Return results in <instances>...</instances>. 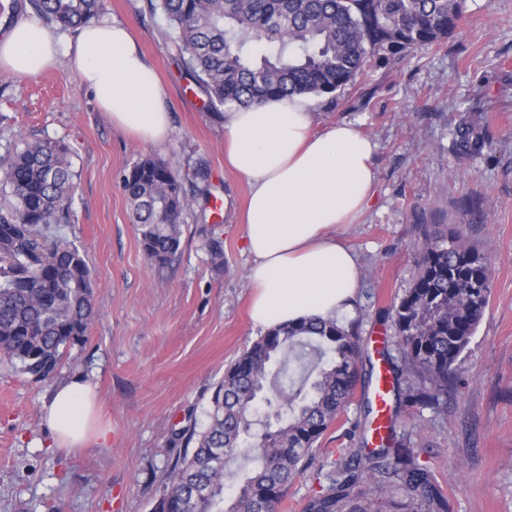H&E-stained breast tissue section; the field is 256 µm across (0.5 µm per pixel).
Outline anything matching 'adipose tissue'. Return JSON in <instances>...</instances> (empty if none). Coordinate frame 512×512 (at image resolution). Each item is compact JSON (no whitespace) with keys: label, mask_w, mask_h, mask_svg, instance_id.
<instances>
[{"label":"adipose tissue","mask_w":512,"mask_h":512,"mask_svg":"<svg viewBox=\"0 0 512 512\" xmlns=\"http://www.w3.org/2000/svg\"><path fill=\"white\" fill-rule=\"evenodd\" d=\"M62 54L114 126L141 142L165 143L166 94L125 24L101 17L64 40L22 17L0 37L1 71L35 75ZM224 147L249 186L253 325L350 316L361 288L357 255L337 233L357 223L375 197V143L352 121L316 128L311 99L293 95L225 112ZM102 414L79 376L56 387L42 406L55 447L69 451L109 443L112 430Z\"/></svg>","instance_id":"obj_1"}]
</instances>
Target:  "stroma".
Returning a JSON list of instances; mask_svg holds the SVG:
<instances>
[{
  "instance_id": "35a3bbf8",
  "label": "stroma",
  "mask_w": 512,
  "mask_h": 512,
  "mask_svg": "<svg viewBox=\"0 0 512 512\" xmlns=\"http://www.w3.org/2000/svg\"><path fill=\"white\" fill-rule=\"evenodd\" d=\"M99 13L127 24L155 68L171 134L157 146L113 126L66 59L34 77L0 72V155L36 139L72 150L77 188L61 231L84 249L97 309L86 343L71 349L54 380L32 383L0 364V512H150L160 475L179 452L175 431L205 422L227 365L264 334L248 314V184L224 162L223 117L191 91L146 0H100ZM313 110L316 126L355 120L378 145L376 198L341 235L359 257L354 311L364 317L365 350L385 336L384 309L417 273V225H469L491 258V297L459 394L444 407L407 409L396 433L411 438L451 512H512V0H467L460 30L444 43L371 69L333 102L315 98ZM469 112L483 115L491 148L460 160L452 132ZM146 155L164 160L188 188L194 169L207 168L210 192L223 202L220 215L205 216L197 198L184 215L179 254L163 267L146 260L121 187L123 173ZM216 237L224 242L220 265L209 249ZM76 375L108 413L109 447L52 446L42 403ZM362 418L358 396L289 485L283 512H305Z\"/></svg>"
}]
</instances>
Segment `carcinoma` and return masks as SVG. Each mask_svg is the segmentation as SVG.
<instances>
[{"label": "carcinoma", "mask_w": 512, "mask_h": 512, "mask_svg": "<svg viewBox=\"0 0 512 512\" xmlns=\"http://www.w3.org/2000/svg\"><path fill=\"white\" fill-rule=\"evenodd\" d=\"M467 0H147L153 18L214 111L269 97L334 98L373 67L441 43L458 31ZM44 21L76 29L99 0H29ZM491 142L470 112L454 131L456 157ZM76 172L71 149L37 140L0 156V361L34 383L54 377L86 340L95 311L83 249L60 231L69 221ZM129 218L145 257L169 264L182 215L193 205L164 162L136 161L123 176ZM421 258L410 288L385 310L396 353L388 366L393 408L376 448H341L306 512H449L434 473L395 422L407 407L446 405L458 392L463 355L489 304V255L462 224L419 227ZM359 324L334 318L271 329L224 370L207 422L175 434L183 454L166 469L152 512H278L324 432L372 383ZM239 476L224 496L228 477Z\"/></svg>", "instance_id": "carcinoma-1"}]
</instances>
